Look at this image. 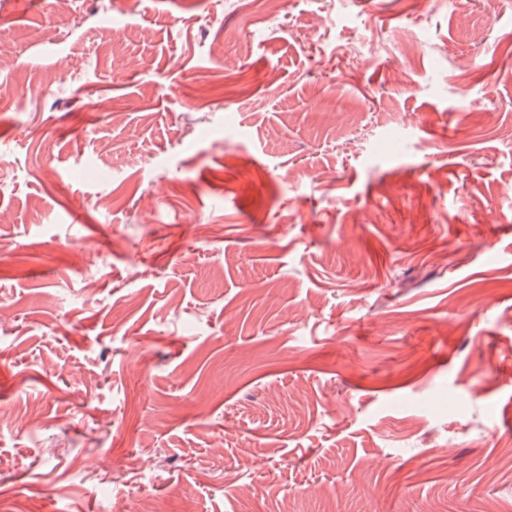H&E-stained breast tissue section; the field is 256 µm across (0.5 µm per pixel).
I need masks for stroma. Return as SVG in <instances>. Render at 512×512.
Segmentation results:
<instances>
[{"label": "stroma", "instance_id": "obj_1", "mask_svg": "<svg viewBox=\"0 0 512 512\" xmlns=\"http://www.w3.org/2000/svg\"><path fill=\"white\" fill-rule=\"evenodd\" d=\"M0 51V512H512V0H0Z\"/></svg>", "mask_w": 512, "mask_h": 512}]
</instances>
